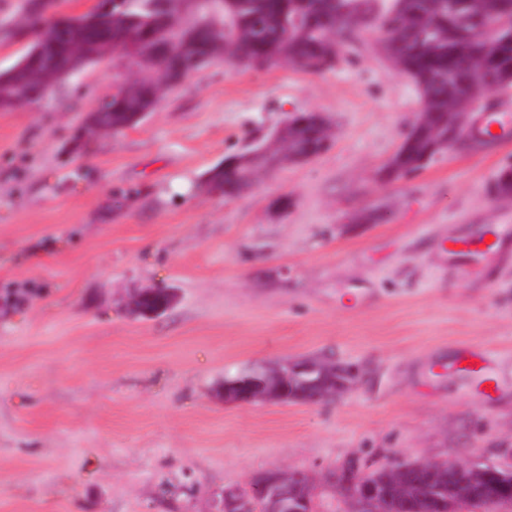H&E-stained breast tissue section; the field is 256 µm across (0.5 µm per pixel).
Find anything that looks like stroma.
Masks as SVG:
<instances>
[{"mask_svg":"<svg viewBox=\"0 0 512 512\" xmlns=\"http://www.w3.org/2000/svg\"><path fill=\"white\" fill-rule=\"evenodd\" d=\"M24 5L0 0V72L30 43ZM344 50L322 74L215 63L119 132L91 116L135 69L120 50L0 110V512H207L275 467L512 448V195L493 192L512 133L381 181L420 96L374 31ZM310 110L326 152L208 190L227 155ZM490 229L494 251L450 254ZM149 288L176 299L134 314ZM317 357L358 383L318 404L224 400L247 367ZM152 297H158V302L153 306H147L145 304L146 299ZM173 301L174 295L171 291L159 288L138 294L133 298L132 304L137 313L152 316L169 308Z\"/></svg>","mask_w":512,"mask_h":512,"instance_id":"35a3bbf8","label":"stroma"}]
</instances>
